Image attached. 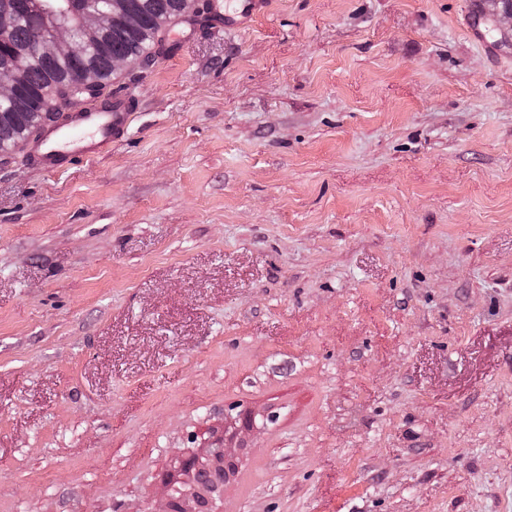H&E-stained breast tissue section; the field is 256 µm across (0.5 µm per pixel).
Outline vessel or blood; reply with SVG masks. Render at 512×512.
Segmentation results:
<instances>
[{"mask_svg":"<svg viewBox=\"0 0 512 512\" xmlns=\"http://www.w3.org/2000/svg\"><path fill=\"white\" fill-rule=\"evenodd\" d=\"M211 6L210 30L236 32L264 17L270 0H236L230 9L225 8L224 0H212ZM464 26L468 39L479 45L490 60H499L512 45L492 32L485 0H471ZM131 116L132 107L125 93L117 94L107 108L84 106L62 113L32 141L29 161L36 168L54 171L99 156L127 139Z\"/></svg>","mask_w":512,"mask_h":512,"instance_id":"vessel-or-blood-1","label":"vessel or blood"}]
</instances>
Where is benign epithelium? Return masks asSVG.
Here are the masks:
<instances>
[{"instance_id": "1", "label": "benign epithelium", "mask_w": 512, "mask_h": 512, "mask_svg": "<svg viewBox=\"0 0 512 512\" xmlns=\"http://www.w3.org/2000/svg\"><path fill=\"white\" fill-rule=\"evenodd\" d=\"M100 0H27L29 12L37 16L39 28L27 42L16 39L20 12L17 0H0V45L10 48V62L0 67V104L13 100L22 87L30 61L37 58L75 60L84 57L98 45V34L103 29L132 26L136 22L130 0H110L111 6L103 10ZM97 78L89 71H82L76 81L63 90L50 91L36 107L42 109L38 116H48L59 103L75 102L96 92ZM198 482L217 488L224 484V469L209 468L198 478ZM190 490L175 484L166 485V499L160 512H221L212 495L199 497L195 503L188 502Z\"/></svg>"}]
</instances>
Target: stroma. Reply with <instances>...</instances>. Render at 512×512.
I'll return each instance as SVG.
<instances>
[{"mask_svg":"<svg viewBox=\"0 0 512 512\" xmlns=\"http://www.w3.org/2000/svg\"><path fill=\"white\" fill-rule=\"evenodd\" d=\"M468 0H272L0 164V512H512V55ZM464 17L468 39L479 45L491 61L499 60L509 48L507 39L491 31L490 17L485 8V0H470ZM129 95L118 93L108 108L84 106L63 112L47 125L29 148L32 166L55 171L108 152L112 145L125 141L131 127ZM166 499L162 510L158 512H175L180 510L179 501L183 499L186 503L184 510L186 512H222L216 507L212 494L206 497H198L195 500V507L189 502L190 492L187 487L183 486L181 489L175 483H167L166 485Z\"/></svg>","mask_w":512,"mask_h":512,"instance_id":"35a3bbf8","label":"stroma"}]
</instances>
